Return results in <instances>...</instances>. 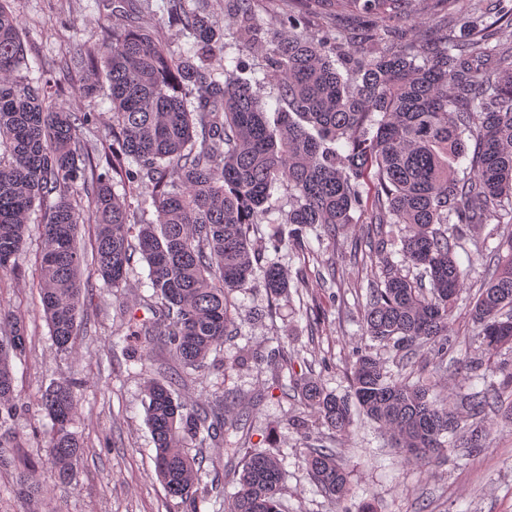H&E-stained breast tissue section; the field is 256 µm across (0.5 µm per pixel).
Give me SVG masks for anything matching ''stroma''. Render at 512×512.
<instances>
[{
    "instance_id": "stroma-1",
    "label": "stroma",
    "mask_w": 512,
    "mask_h": 512,
    "mask_svg": "<svg viewBox=\"0 0 512 512\" xmlns=\"http://www.w3.org/2000/svg\"><path fill=\"white\" fill-rule=\"evenodd\" d=\"M18 10L35 78L59 59L91 44L103 28L133 22L113 12L107 0H20ZM134 21L163 36L172 51L187 49V38L168 25L161 0H139ZM63 104L94 115V143L111 142V103L106 95L86 98L74 91ZM39 219V213H32L26 245L18 258L25 278H0V299L21 313L31 335L25 358L13 363L15 388L30 403L13 427L29 445L13 449L12 455L16 461L41 454L33 434L48 427L49 421L36 400L51 383L75 377L82 382L75 429L85 453L76 485L49 487L50 512H183L154 473L141 366L121 348L109 346L122 312L138 307L150 295L148 268L137 262L129 287L95 294L84 312L86 336L75 354L61 353L49 334L39 293L28 279L40 250ZM506 230V225L494 221L482 225L468 232L456 251L465 288L452 324L455 346L433 378L435 394L452 402L494 382L492 376L469 366L476 331L466 310L483 281L485 258ZM369 240V226L363 223L347 225L333 238L312 234L304 246H283L280 263L290 273L307 275V287L291 289L289 300L274 310L260 283L237 293V336L210 355L209 370L179 387L180 396L194 405L206 402L213 398L219 381L234 394L249 414L246 447L281 456L286 472L281 512H336L335 504L314 484L304 461L309 448L322 444L335 448L351 473L349 512H361L366 505L373 512H512V427L504 425L497 410L487 415L494 425L489 448L472 454L457 448L423 468L406 464L387 435L365 418L358 419L346 439L333 437L324 427L313 428L306 438L289 426L290 417L306 415L307 410L272 386L265 358L275 348L277 336L287 335L296 373L319 375L329 390L340 395L348 390L349 358L356 347L370 345L372 354L394 373L414 376L432 364L429 355L419 351L402 367L391 348L367 343L364 306L371 288L382 279V267ZM330 264L336 268L335 283L318 287L316 272ZM243 349L250 355L248 365L229 368V361ZM257 396L262 399L258 405L253 402Z\"/></svg>"
}]
</instances>
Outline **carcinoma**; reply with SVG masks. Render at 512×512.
<instances>
[{"label": "carcinoma", "mask_w": 512, "mask_h": 512, "mask_svg": "<svg viewBox=\"0 0 512 512\" xmlns=\"http://www.w3.org/2000/svg\"><path fill=\"white\" fill-rule=\"evenodd\" d=\"M166 0L169 22L191 39L179 54L143 27L102 31L98 42L58 65L59 77L33 81L17 0H0V275H22L14 259L26 244L35 203L45 206L42 245L31 273L57 348L75 351L93 278L105 288L128 283L135 256L148 266L151 318L121 324L139 344L138 362L162 348L183 380L202 372L209 356L237 334L234 294L261 279L271 302L288 300L291 276L254 247L258 226L272 224L269 242L301 244L309 232L336 237L364 216L375 225L374 251L398 247L401 264L386 263L365 305V335L398 357L424 350L448 353L450 322L464 286L456 260L459 229L491 220L512 223V0H431L441 12L467 17V32L434 33L410 11L411 0H340L359 19L355 32L326 27L314 34L310 17L322 0H282L271 48L260 63L234 59L218 71L223 33L204 6ZM254 0H227L231 35L255 40ZM404 19L422 32L403 38L387 25ZM262 71L263 78L253 74ZM252 77H246V74ZM87 97L108 90L112 144L98 150L79 131L88 112L59 104L65 86ZM276 91L269 112L262 90ZM276 188L285 202H271ZM143 190L131 210L128 197ZM87 197L81 206L75 194ZM281 217L270 219L273 213ZM95 224L91 258L78 245L85 221ZM386 224L402 225L383 237ZM418 270L415 278L402 267ZM430 288H425L424 281ZM486 369L501 374L493 393L476 392L455 407L427 380L393 374L365 348L352 351L349 394L338 396L311 375L290 376L288 341L268 356L272 380L297 393L314 423L345 436L363 413L390 437L407 462L419 465L449 448H488L487 408L512 395V366L491 358L512 348V233L500 241L468 311ZM28 328L0 301V462L23 444L12 431L30 402L14 388L13 360L26 356ZM154 465L168 495L184 512H202L214 488L202 483L211 442L243 456L237 492L225 512H279L286 473L279 455L229 441L241 429L236 402L218 395L189 406L159 371L143 384ZM76 383L52 384L37 405L51 421L42 431L48 456L26 460L13 492L25 512H47L45 484L77 481L83 442L73 431ZM314 484L340 506L350 476L327 446L306 459Z\"/></svg>", "instance_id": "cac0c4a2"}]
</instances>
